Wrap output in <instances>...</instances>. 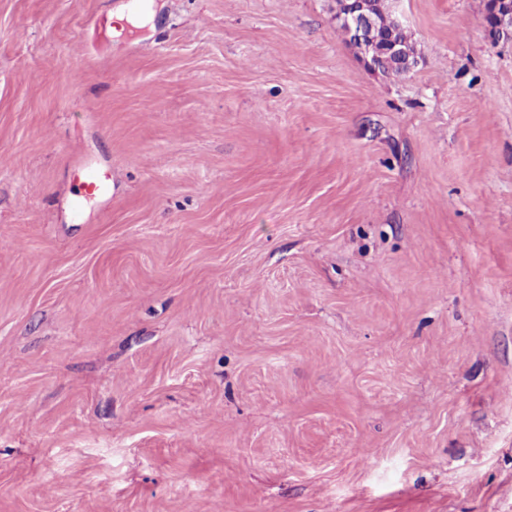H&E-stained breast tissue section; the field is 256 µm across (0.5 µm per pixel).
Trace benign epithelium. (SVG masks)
Masks as SVG:
<instances>
[{
    "instance_id": "1",
    "label": "benign epithelium",
    "mask_w": 512,
    "mask_h": 512,
    "mask_svg": "<svg viewBox=\"0 0 512 512\" xmlns=\"http://www.w3.org/2000/svg\"><path fill=\"white\" fill-rule=\"evenodd\" d=\"M338 18L347 27L351 39L362 45V58L366 67L374 69L384 56L395 54L402 57L403 73L413 71L416 63L404 56L403 48L395 37H389L379 46L373 44V16L364 0H340ZM484 23L493 35L505 31L512 36V0H487Z\"/></svg>"
}]
</instances>
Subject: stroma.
<instances>
[{
	"label": "stroma",
	"mask_w": 512,
	"mask_h": 512,
	"mask_svg": "<svg viewBox=\"0 0 512 512\" xmlns=\"http://www.w3.org/2000/svg\"><path fill=\"white\" fill-rule=\"evenodd\" d=\"M387 3L406 75L336 0H0V512H512V40ZM338 18L348 29V35L363 47L362 58L367 68L376 69L378 61L385 55H398L402 59V74H409L416 66V62L405 57L403 48L394 33L382 45H375L371 41L373 16L369 6L364 0H339ZM103 182L98 170L93 167H86L81 170L79 193L77 194L76 206L80 207L84 200L101 191Z\"/></svg>",
	"instance_id": "stroma-1"
}]
</instances>
